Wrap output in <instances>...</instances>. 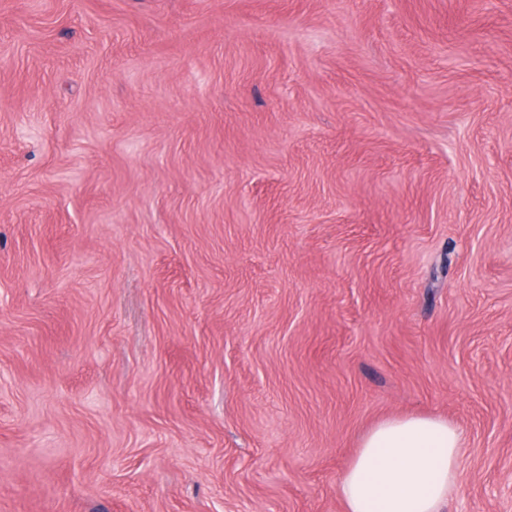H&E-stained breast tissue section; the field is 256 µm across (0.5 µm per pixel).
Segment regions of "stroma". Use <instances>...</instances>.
I'll return each mask as SVG.
<instances>
[{
  "label": "stroma",
  "instance_id": "stroma-1",
  "mask_svg": "<svg viewBox=\"0 0 512 512\" xmlns=\"http://www.w3.org/2000/svg\"><path fill=\"white\" fill-rule=\"evenodd\" d=\"M411 414L512 512V0H0V512H343Z\"/></svg>",
  "mask_w": 512,
  "mask_h": 512
}]
</instances>
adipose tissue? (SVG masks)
Returning <instances> with one entry per match:
<instances>
[{
  "mask_svg": "<svg viewBox=\"0 0 512 512\" xmlns=\"http://www.w3.org/2000/svg\"><path fill=\"white\" fill-rule=\"evenodd\" d=\"M465 445L462 428L438 415L380 422L341 477L344 512H447Z\"/></svg>",
  "mask_w": 512,
  "mask_h": 512,
  "instance_id": "adipose-tissue-1",
  "label": "adipose tissue"
}]
</instances>
